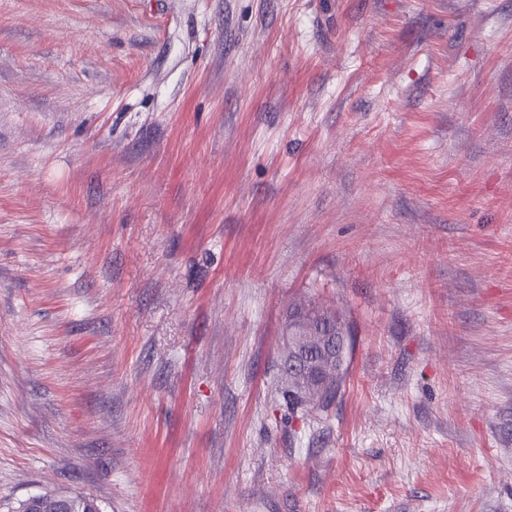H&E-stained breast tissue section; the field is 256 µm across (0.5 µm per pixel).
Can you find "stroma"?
I'll list each match as a JSON object with an SVG mask.
<instances>
[{
    "mask_svg": "<svg viewBox=\"0 0 512 512\" xmlns=\"http://www.w3.org/2000/svg\"><path fill=\"white\" fill-rule=\"evenodd\" d=\"M345 385L294 414L286 312ZM512 512V0H0V512ZM315 309L318 310V312L315 314V319L322 320L324 322L325 332L328 331L327 327L325 326L326 322H329L331 332L336 329V322H340L342 325L346 324V322L336 314L335 310H331L329 308H321L312 304H303L293 308L288 312L284 328L288 329V326H293L299 321L306 319V317L308 318L310 313L309 311ZM344 365L343 370L337 374V377L331 381L326 387L325 392L321 395L307 392L305 386H302L296 378L288 377L287 374L282 373L281 394L283 400L288 402V405L293 409L308 410V409H327L336 399V396L340 393L341 387L345 381V377L348 370L347 363V349L345 352H337L336 358L333 361L332 366L336 369V366ZM338 369H336L337 373Z\"/></svg>",
    "mask_w": 512,
    "mask_h": 512,
    "instance_id": "obj_1",
    "label": "stroma"
}]
</instances>
